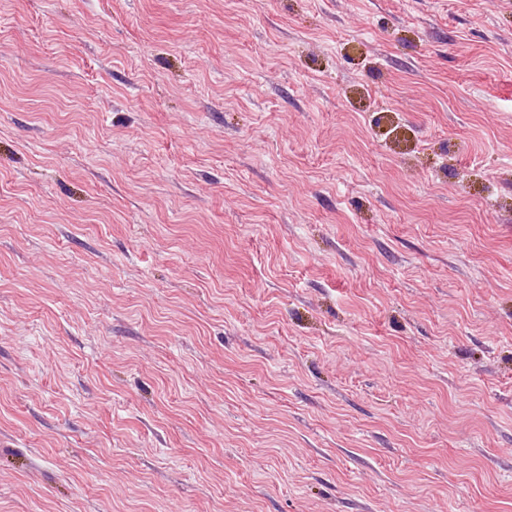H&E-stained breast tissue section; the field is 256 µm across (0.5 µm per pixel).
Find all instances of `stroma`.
I'll list each match as a JSON object with an SVG mask.
<instances>
[{"instance_id":"stroma-1","label":"stroma","mask_w":512,"mask_h":512,"mask_svg":"<svg viewBox=\"0 0 512 512\" xmlns=\"http://www.w3.org/2000/svg\"><path fill=\"white\" fill-rule=\"evenodd\" d=\"M0 512H512V0H0Z\"/></svg>"}]
</instances>
